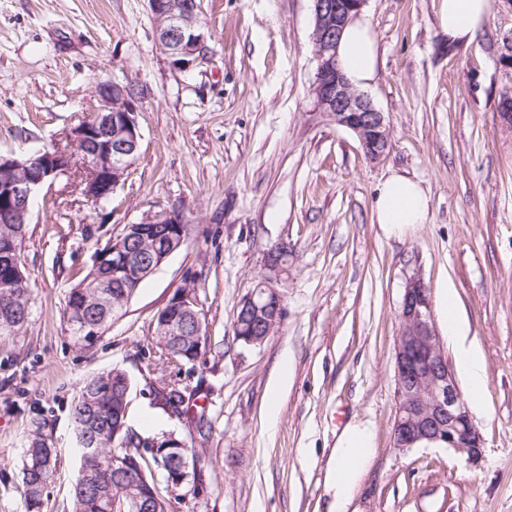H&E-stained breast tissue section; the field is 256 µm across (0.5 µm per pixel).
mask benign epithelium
I'll return each instance as SVG.
<instances>
[{
	"mask_svg": "<svg viewBox=\"0 0 512 512\" xmlns=\"http://www.w3.org/2000/svg\"><path fill=\"white\" fill-rule=\"evenodd\" d=\"M314 27L312 43L317 61L312 83L316 106L336 125L349 130L365 156L377 160L390 148V126L367 95L357 91L339 69L336 45L349 21L360 14L367 0H312ZM154 17L164 19L156 28L158 45L171 66L186 70L204 60L208 39L200 15L188 2L149 0ZM140 95L132 84L102 81L95 86L94 103L80 123L66 133L68 144L48 151L29 163L0 155L1 171L25 170L20 178L0 184V196L11 205L14 221L28 224L31 202L50 180L70 175V156L83 160V179L87 184V203L98 205L112 198L114 189L136 158L141 132L136 120ZM162 228L182 224L176 211L163 209L142 220ZM135 224L125 227L112 240V268L121 271L127 284L134 285L152 275L183 244L184 228L167 231L157 237L153 253L142 257L130 249V233ZM288 245L277 244L267 253L268 274L241 301L240 307L250 318L248 332L237 336L246 346L262 344L281 321V297L277 290L285 270L284 255ZM190 290L180 291L166 304L168 311L158 323L161 336L176 334L179 321L203 314L195 281L186 283ZM400 335L395 357L394 445L411 448L423 441L444 445L474 463L482 457V436L473 423L468 403L457 384L448 358L440 346L432 323L430 296L421 278L410 277L400 306Z\"/></svg>",
	"mask_w": 512,
	"mask_h": 512,
	"instance_id": "obj_1",
	"label": "benign epithelium"
}]
</instances>
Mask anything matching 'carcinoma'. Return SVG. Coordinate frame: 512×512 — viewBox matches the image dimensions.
Instances as JSON below:
<instances>
[{
    "mask_svg": "<svg viewBox=\"0 0 512 512\" xmlns=\"http://www.w3.org/2000/svg\"><path fill=\"white\" fill-rule=\"evenodd\" d=\"M27 225L11 224L0 219V339L19 335L29 324L32 292L28 287L21 258L22 243ZM123 275L112 271V240H107L95 255V262L86 276L70 288L66 297L65 315L75 342L90 347L112 322L117 311L136 293L125 288ZM107 287H99L100 282ZM207 327L185 321L174 336L155 337L158 347L169 357L193 364L205 351ZM130 379L119 368L97 373L87 378L74 396L69 416L76 439L85 436L95 441L97 451L80 454L75 477L71 512H134L133 503L139 499L153 508L166 512V499L156 486L149 464L143 456L128 449L141 444L143 433L124 421L125 398ZM195 391L178 383H170L156 391L155 399L164 412L195 426L205 437L206 410L190 411ZM51 423L41 413L31 419L25 458L20 471L18 491L25 512H41L42 495L59 466L52 446ZM159 443L152 454L165 469H179L188 463L182 488L200 494L201 457L193 448H164L165 435L155 436Z\"/></svg>",
    "mask_w": 512,
    "mask_h": 512,
    "instance_id": "carcinoma-1",
    "label": "carcinoma"
}]
</instances>
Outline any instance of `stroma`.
<instances>
[{"label": "stroma", "instance_id": "1", "mask_svg": "<svg viewBox=\"0 0 512 512\" xmlns=\"http://www.w3.org/2000/svg\"><path fill=\"white\" fill-rule=\"evenodd\" d=\"M206 60L173 69L148 0H0V154L58 142L94 102L98 81L143 86L137 158L110 200L85 205L71 179L38 193L22 245L31 321L0 341V512H24L17 491L34 411L53 421L58 473L42 512H69L79 457L68 408L82 381L113 367L130 378L128 418L149 434L188 438L154 401L156 389L203 381L211 420L197 444L200 496L166 491L168 512H512V92L500 61L512 0H488L470 45L449 46L441 0H368L380 68L366 90L385 114L391 147L369 160L356 137L320 112L311 0H202ZM397 172L420 182L425 223L386 237L375 187ZM178 209L188 232L92 346L71 337L69 288L126 225ZM288 243L283 317L264 343L234 334L241 300ZM431 300L451 286L481 348L486 386L471 417L478 464L437 445L394 446L395 348L407 279ZM197 277L207 319L193 369L155 345L156 317ZM289 383L269 417L281 363ZM371 423L374 458L343 502L331 486L336 437Z\"/></svg>", "mask_w": 512, "mask_h": 512}]
</instances>
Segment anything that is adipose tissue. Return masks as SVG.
Returning a JSON list of instances; mask_svg holds the SVG:
<instances>
[{
  "instance_id": "adipose-tissue-1",
  "label": "adipose tissue",
  "mask_w": 512,
  "mask_h": 512,
  "mask_svg": "<svg viewBox=\"0 0 512 512\" xmlns=\"http://www.w3.org/2000/svg\"><path fill=\"white\" fill-rule=\"evenodd\" d=\"M487 10L488 0H442L440 20L449 42L470 44L481 31ZM337 58L354 87L363 88L375 80L378 45L365 17H356L346 26L337 47ZM373 209L384 234L400 238L414 225L425 223L428 197L417 181L395 172L377 186ZM438 312L448 340L458 353L471 396L480 400L486 385L484 358L469 339V325L456 309L453 289L443 288ZM373 454L374 431L370 423H349L333 451L332 485L337 499L348 498L368 469Z\"/></svg>"
}]
</instances>
